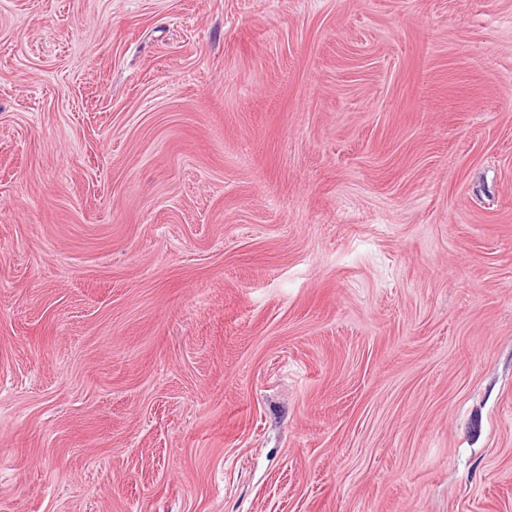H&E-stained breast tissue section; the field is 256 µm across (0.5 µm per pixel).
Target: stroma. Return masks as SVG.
Returning a JSON list of instances; mask_svg holds the SVG:
<instances>
[{
	"mask_svg": "<svg viewBox=\"0 0 512 512\" xmlns=\"http://www.w3.org/2000/svg\"><path fill=\"white\" fill-rule=\"evenodd\" d=\"M0 512H512V0H0Z\"/></svg>",
	"mask_w": 512,
	"mask_h": 512,
	"instance_id": "stroma-1",
	"label": "stroma"
}]
</instances>
